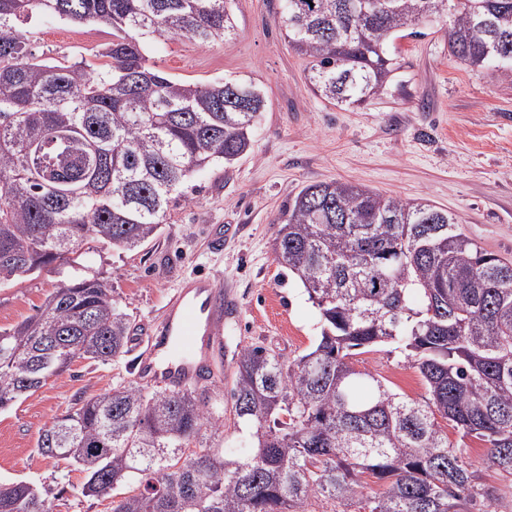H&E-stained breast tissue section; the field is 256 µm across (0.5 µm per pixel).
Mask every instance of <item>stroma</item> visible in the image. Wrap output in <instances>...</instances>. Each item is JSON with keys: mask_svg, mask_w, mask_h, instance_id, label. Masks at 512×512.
Wrapping results in <instances>:
<instances>
[{"mask_svg": "<svg viewBox=\"0 0 512 512\" xmlns=\"http://www.w3.org/2000/svg\"><path fill=\"white\" fill-rule=\"evenodd\" d=\"M281 0H233L232 38L200 45L159 38L146 50L157 69L188 83L224 78L254 83L266 107L252 133L250 154L211 165L184 186L159 236L134 251L91 245L78 261L100 273L129 315L134 332L157 326L178 284L197 274L231 291L237 315L224 323V353L212 382L230 390L241 346L257 343L290 361L319 335V315L299 280L277 263L272 241L289 198L305 185L352 181L385 195L423 201L456 217L483 249L512 261V77L460 64L448 51L445 20L420 25L396 40L401 67L381 95L359 107L337 106L315 94L308 60L281 32ZM36 55L93 59L110 43L109 28L51 15L30 25ZM231 227L213 249L215 225ZM69 266L0 284V330L33 314ZM132 354L105 365L74 361L33 395L0 411V481L37 487L50 512H111L106 500L82 497L84 472L37 453L41 430L80 397L131 381ZM357 368L395 391L426 394L405 354L381 345L355 355Z\"/></svg>", "mask_w": 512, "mask_h": 512, "instance_id": "35a3bbf8", "label": "stroma"}]
</instances>
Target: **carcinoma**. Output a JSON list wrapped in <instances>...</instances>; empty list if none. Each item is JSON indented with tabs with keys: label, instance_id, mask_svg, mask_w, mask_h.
Listing matches in <instances>:
<instances>
[{
	"label": "carcinoma",
	"instance_id": "1",
	"mask_svg": "<svg viewBox=\"0 0 512 512\" xmlns=\"http://www.w3.org/2000/svg\"><path fill=\"white\" fill-rule=\"evenodd\" d=\"M230 0H0V280H21L86 244L150 243L183 183L251 150L265 110L222 79L176 80L149 63L152 39L231 35ZM451 15L448 48L512 75V0H283L288 43L313 91L359 107L400 69L405 30ZM53 15L112 29L106 63L43 60L24 24ZM275 259L320 316L312 348L286 364L236 354L230 399L250 429L227 454L224 397L123 385L80 398L39 434L38 454L86 472L85 497L111 512H308L322 497L357 512H471L498 505L448 435L488 443L482 464L512 478V262L448 212L349 181L304 186L281 213ZM129 315L104 279L74 274L0 331V410L76 359L124 353ZM393 344L422 376L420 400L356 368L354 351ZM382 491L365 493L361 477ZM0 512H48L27 482H0Z\"/></svg>",
	"mask_w": 512,
	"mask_h": 512
}]
</instances>
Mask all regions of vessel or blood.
<instances>
[{
  "instance_id": "b4317fda",
  "label": "vessel or blood",
  "mask_w": 512,
  "mask_h": 512,
  "mask_svg": "<svg viewBox=\"0 0 512 512\" xmlns=\"http://www.w3.org/2000/svg\"><path fill=\"white\" fill-rule=\"evenodd\" d=\"M236 308L213 280L183 281L167 303L163 328L147 337L136 366L143 383L187 388L206 382L202 354L224 345V318Z\"/></svg>"
}]
</instances>
